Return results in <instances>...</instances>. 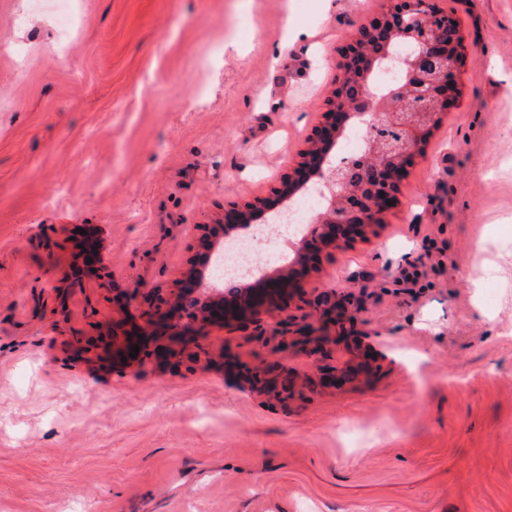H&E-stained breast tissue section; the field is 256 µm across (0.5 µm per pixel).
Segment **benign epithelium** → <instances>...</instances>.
Returning <instances> with one entry per match:
<instances>
[{"label":"benign epithelium","instance_id":"benign-epithelium-1","mask_svg":"<svg viewBox=\"0 0 512 512\" xmlns=\"http://www.w3.org/2000/svg\"><path fill=\"white\" fill-rule=\"evenodd\" d=\"M453 23L438 0H389L384 13L360 24L358 37L342 51V74L329 109L308 140L306 152L315 161L306 167L297 164L274 193L276 200L287 201L305 177L327 188L325 202L307 225L295 257L258 285L224 291L205 278L213 253L225 238L257 222L271 200L234 207L222 224L196 225L190 269L177 282L174 300L148 320L150 330L123 332L124 363L149 353L155 336L185 335L186 327L174 322L177 314L194 324L230 325L268 313L292 295L305 272L320 262L323 251L365 238L385 213L398 206L399 184L425 135L458 98L460 52L444 37ZM393 45L404 48L394 59L396 78L373 90L377 63ZM352 126L365 132L361 150L333 153ZM389 200L393 205H387ZM136 345L139 354L132 359L129 353Z\"/></svg>","mask_w":512,"mask_h":512}]
</instances>
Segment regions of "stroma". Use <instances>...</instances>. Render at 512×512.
I'll return each mask as SVG.
<instances>
[{
    "mask_svg": "<svg viewBox=\"0 0 512 512\" xmlns=\"http://www.w3.org/2000/svg\"><path fill=\"white\" fill-rule=\"evenodd\" d=\"M441 6L459 97L397 208L260 326L127 366L113 322L272 197L385 0H250L234 33L236 0H72L66 35L0 0V512H512V0Z\"/></svg>",
    "mask_w": 512,
    "mask_h": 512,
    "instance_id": "obj_1",
    "label": "stroma"
}]
</instances>
